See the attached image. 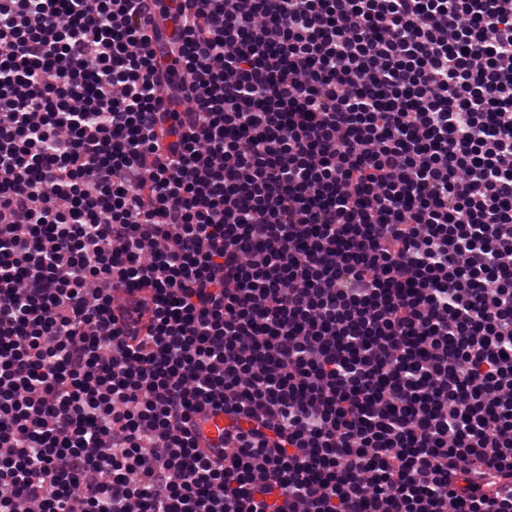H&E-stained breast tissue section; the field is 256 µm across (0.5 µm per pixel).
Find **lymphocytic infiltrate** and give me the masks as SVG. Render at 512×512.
Returning a JSON list of instances; mask_svg holds the SVG:
<instances>
[{"label":"lymphocytic infiltrate","instance_id":"1","mask_svg":"<svg viewBox=\"0 0 512 512\" xmlns=\"http://www.w3.org/2000/svg\"><path fill=\"white\" fill-rule=\"evenodd\" d=\"M104 507L512 512V0H0V512Z\"/></svg>","mask_w":512,"mask_h":512}]
</instances>
